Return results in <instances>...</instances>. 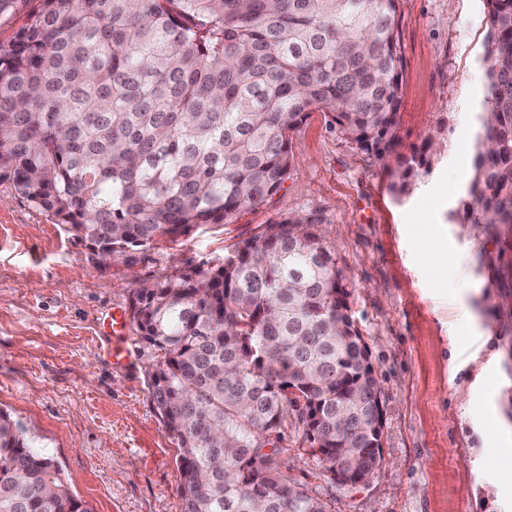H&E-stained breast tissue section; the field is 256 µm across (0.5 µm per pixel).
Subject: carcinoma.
<instances>
[{"label":"carcinoma","mask_w":512,"mask_h":512,"mask_svg":"<svg viewBox=\"0 0 512 512\" xmlns=\"http://www.w3.org/2000/svg\"><path fill=\"white\" fill-rule=\"evenodd\" d=\"M486 112L457 215L512 224V0H485ZM400 0H39L0 43V181L102 257L228 224L277 195L308 113L388 163L401 105ZM426 140L390 169L409 191ZM353 285L318 219L290 213L132 290L160 353L151 399L177 443L181 512H326L282 469L288 416L320 466L370 478L378 380ZM346 416L349 427L339 418ZM0 512H91L0 408Z\"/></svg>","instance_id":"1"}]
</instances>
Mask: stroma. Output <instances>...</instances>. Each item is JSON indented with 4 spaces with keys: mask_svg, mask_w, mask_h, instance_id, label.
I'll return each mask as SVG.
<instances>
[{
    "mask_svg": "<svg viewBox=\"0 0 512 512\" xmlns=\"http://www.w3.org/2000/svg\"><path fill=\"white\" fill-rule=\"evenodd\" d=\"M398 35L396 153L435 143L409 193L392 192L381 163L320 111L293 133L278 195L131 263L103 260L0 182V408L58 461L91 512L182 507L177 445L148 387L158 354L132 333V365L114 367L105 319L128 309L139 281L220 259L290 212L319 219L354 286L351 314L371 350L385 429L370 481L342 487L288 421L285 472L328 512H512L511 465L486 460L491 476L480 482L471 473L483 433L512 431V225L491 232L457 216L486 93L484 0H401ZM453 330L490 338L484 354L496 364L479 391Z\"/></svg>",
    "mask_w": 512,
    "mask_h": 512,
    "instance_id": "obj_1",
    "label": "stroma"
}]
</instances>
